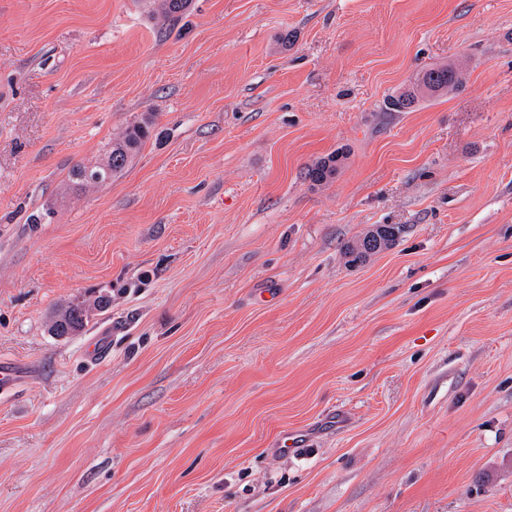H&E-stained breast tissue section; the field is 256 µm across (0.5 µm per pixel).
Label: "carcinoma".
<instances>
[{"label": "carcinoma", "instance_id": "1", "mask_svg": "<svg viewBox=\"0 0 512 512\" xmlns=\"http://www.w3.org/2000/svg\"><path fill=\"white\" fill-rule=\"evenodd\" d=\"M189 0H152L154 11L163 17L181 14ZM461 84L458 70L452 64L430 67L422 70L412 87L386 99L385 107L389 112H402L421 98L432 97L439 92L449 93ZM152 121L146 117L128 125L121 133L112 138V143L104 157L93 165L80 164L69 172V180L75 186L84 188L82 177L86 172L101 176V185L105 186L118 176L132 161L135 155L151 135ZM336 175V156L331 155L308 168L307 177L315 184L330 181ZM90 313L86 303L77 302L60 310V316L52 321L50 332L58 337L71 336L84 329Z\"/></svg>", "mask_w": 512, "mask_h": 512}]
</instances>
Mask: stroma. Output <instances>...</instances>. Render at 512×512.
Here are the masks:
<instances>
[{"instance_id": "1", "label": "stroma", "mask_w": 512, "mask_h": 512, "mask_svg": "<svg viewBox=\"0 0 512 512\" xmlns=\"http://www.w3.org/2000/svg\"><path fill=\"white\" fill-rule=\"evenodd\" d=\"M0 356V512H512V0H0ZM460 84L459 72L452 64L426 68L417 75L409 90L399 95H390L386 99L385 107L389 112H403L420 98L447 94ZM152 121L150 118H142L140 121L128 125L121 133L113 137L112 143L104 154V157L93 165L80 164L74 166L69 172V180L75 186L88 187L82 180L86 171L101 176V184L107 185L128 166L135 155L151 135ZM336 154L318 161L308 168L307 177L315 184H322L330 181L336 175ZM61 313L60 316H57ZM49 330L54 336H71L84 329L90 313L85 302L71 303L60 310ZM28 370L14 360L0 359V394L7 395L28 377Z\"/></svg>"}]
</instances>
